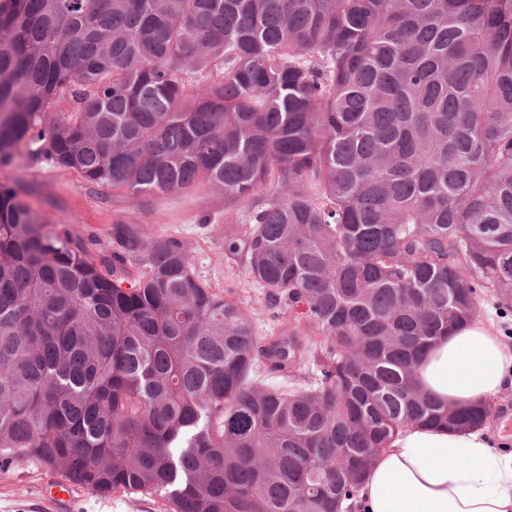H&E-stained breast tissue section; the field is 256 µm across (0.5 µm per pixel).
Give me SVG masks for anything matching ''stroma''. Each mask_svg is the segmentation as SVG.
Masks as SVG:
<instances>
[{"label":"stroma","mask_w":512,"mask_h":512,"mask_svg":"<svg viewBox=\"0 0 512 512\" xmlns=\"http://www.w3.org/2000/svg\"><path fill=\"white\" fill-rule=\"evenodd\" d=\"M0 183L19 187L30 206L45 217L49 228H68L97 252L108 250L113 220L135 213L153 234L181 241L196 273L216 293L241 299L252 312L260 335H270L277 329L282 309L268 305L251 284L242 257L224 251L225 235L239 232L246 222V202L235 204L228 214L220 195H167L137 209L124 192L97 187L75 171L44 163L0 166ZM205 214L211 216V223H201ZM58 479L57 473L46 468L17 464L10 476L0 478V512H57L46 487ZM163 508V501L155 496H104L75 486L66 512H163Z\"/></svg>","instance_id":"obj_1"}]
</instances>
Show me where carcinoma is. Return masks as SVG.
<instances>
[{"instance_id":"obj_1","label":"carcinoma","mask_w":512,"mask_h":512,"mask_svg":"<svg viewBox=\"0 0 512 512\" xmlns=\"http://www.w3.org/2000/svg\"><path fill=\"white\" fill-rule=\"evenodd\" d=\"M203 190L261 336L127 216L96 256L0 184V476L165 512H341L399 429L483 425L415 368L512 303V0H0V166ZM502 306L495 297H485L479 303V311L477 317L496 327L507 329L509 336L512 331V316L503 317Z\"/></svg>"}]
</instances>
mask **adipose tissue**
I'll use <instances>...</instances> for the list:
<instances>
[{
  "label": "adipose tissue",
  "instance_id": "1",
  "mask_svg": "<svg viewBox=\"0 0 512 512\" xmlns=\"http://www.w3.org/2000/svg\"><path fill=\"white\" fill-rule=\"evenodd\" d=\"M420 389L448 405L475 406L512 388V342L475 320L441 337L418 364ZM364 512H512V453L492 450L484 428L401 429L373 457Z\"/></svg>",
  "mask_w": 512,
  "mask_h": 512
}]
</instances>
